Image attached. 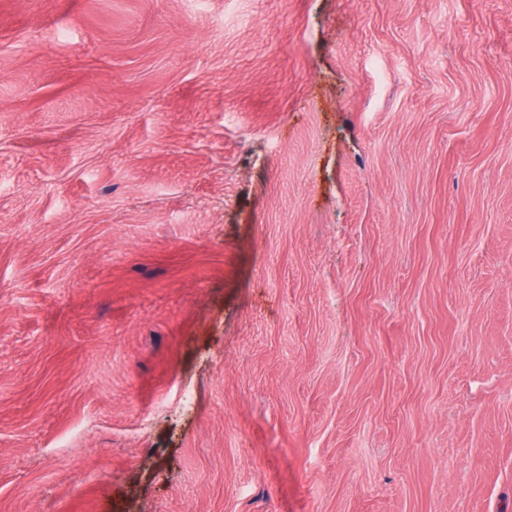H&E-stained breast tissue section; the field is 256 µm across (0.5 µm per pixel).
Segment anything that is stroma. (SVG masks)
Wrapping results in <instances>:
<instances>
[{
    "label": "stroma",
    "mask_w": 512,
    "mask_h": 512,
    "mask_svg": "<svg viewBox=\"0 0 512 512\" xmlns=\"http://www.w3.org/2000/svg\"><path fill=\"white\" fill-rule=\"evenodd\" d=\"M0 512H512V0H0Z\"/></svg>",
    "instance_id": "stroma-1"
}]
</instances>
